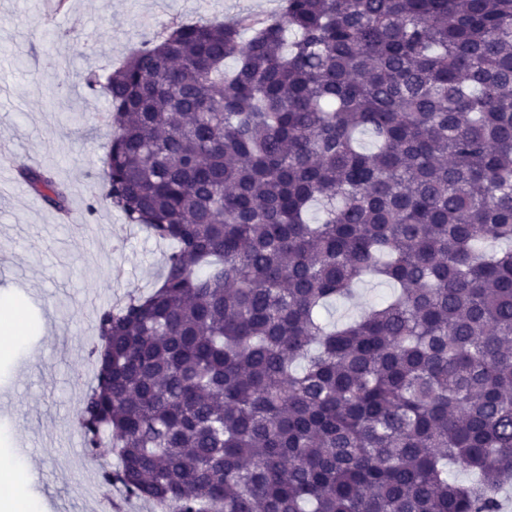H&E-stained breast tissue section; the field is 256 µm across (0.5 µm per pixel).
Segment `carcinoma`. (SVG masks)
Instances as JSON below:
<instances>
[{
	"label": "carcinoma",
	"instance_id": "cac0c4a2",
	"mask_svg": "<svg viewBox=\"0 0 512 512\" xmlns=\"http://www.w3.org/2000/svg\"><path fill=\"white\" fill-rule=\"evenodd\" d=\"M85 83L104 199L172 246L98 314L79 425L102 481L165 512H501L512 0H284ZM368 278L393 294L329 325Z\"/></svg>",
	"mask_w": 512,
	"mask_h": 512
}]
</instances>
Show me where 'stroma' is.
I'll list each match as a JSON object with an SVG mask.
<instances>
[{"label": "stroma", "instance_id": "35a3bbf8", "mask_svg": "<svg viewBox=\"0 0 512 512\" xmlns=\"http://www.w3.org/2000/svg\"><path fill=\"white\" fill-rule=\"evenodd\" d=\"M281 0H0V154L13 169L44 168L68 189L75 221L32 190L0 182V255L14 273L0 275L30 328L0 355V464L24 459L23 491L41 512H154V506L99 482L78 425L80 402L93 382L89 351L97 331L84 296L117 301L159 277L168 244L124 224L109 203L94 219L86 204L99 195L109 128L107 102L83 76L107 74L173 21L221 20L274 11Z\"/></svg>", "mask_w": 512, "mask_h": 512}]
</instances>
